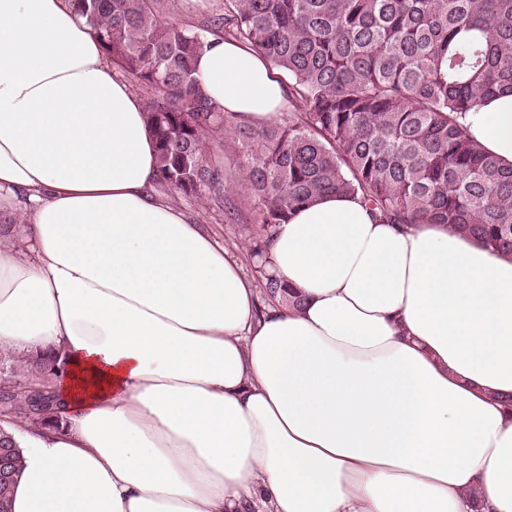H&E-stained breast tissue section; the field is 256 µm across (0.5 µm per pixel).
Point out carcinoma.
Instances as JSON below:
<instances>
[{
  "label": "carcinoma",
  "instance_id": "1",
  "mask_svg": "<svg viewBox=\"0 0 512 512\" xmlns=\"http://www.w3.org/2000/svg\"><path fill=\"white\" fill-rule=\"evenodd\" d=\"M173 0H76L107 56L148 90L157 181L225 202L213 145L241 156L240 190L272 236L301 205L360 195L392 224H449L512 253V165L474 141L462 115L512 92V0H222L189 23ZM209 35L259 49L288 74L293 110L260 129L219 111L193 60ZM57 353L0 351V407L53 427ZM0 448L20 449L0 427Z\"/></svg>",
  "mask_w": 512,
  "mask_h": 512
}]
</instances>
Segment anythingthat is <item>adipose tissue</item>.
Instances as JSON below:
<instances>
[{"label": "adipose tissue", "mask_w": 512, "mask_h": 512, "mask_svg": "<svg viewBox=\"0 0 512 512\" xmlns=\"http://www.w3.org/2000/svg\"><path fill=\"white\" fill-rule=\"evenodd\" d=\"M193 69L280 123L258 50L212 36ZM464 122L512 164V95ZM156 175L76 0H0V348L66 360L10 512H512V256L325 195L268 249L301 305H264Z\"/></svg>", "instance_id": "adipose-tissue-1"}]
</instances>
